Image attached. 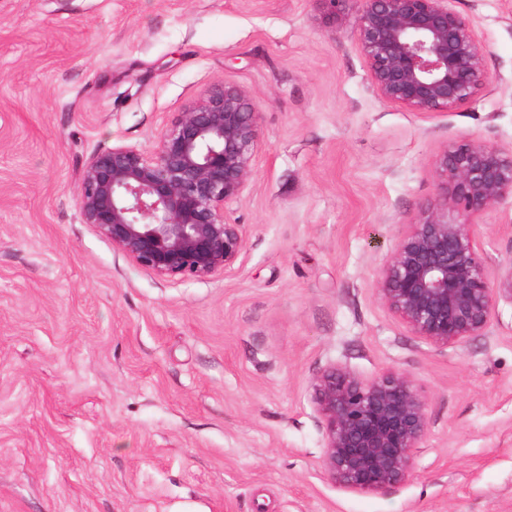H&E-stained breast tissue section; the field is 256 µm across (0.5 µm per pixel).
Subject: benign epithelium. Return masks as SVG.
Masks as SVG:
<instances>
[{
	"mask_svg": "<svg viewBox=\"0 0 512 512\" xmlns=\"http://www.w3.org/2000/svg\"><path fill=\"white\" fill-rule=\"evenodd\" d=\"M333 21L350 0H319ZM353 33L375 93L414 112L458 109L487 82L486 47L452 0H356ZM261 113L240 86L214 85L160 133L155 152L115 146L84 170L83 222L126 258L171 280L207 281L230 270L242 225L224 217L245 190L260 149ZM435 201L379 268L380 300L434 347H457L489 328L512 302V268L483 262L473 218L512 196V153L477 139L436 160ZM322 466L336 485L378 493L403 481L428 428L427 401L412 380L387 371L364 381L330 369L313 381Z\"/></svg>",
	"mask_w": 512,
	"mask_h": 512,
	"instance_id": "benign-epithelium-1",
	"label": "benign epithelium"
}]
</instances>
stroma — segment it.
I'll list each match as a JSON object with an SVG mask.
<instances>
[{
  "instance_id": "35a3bbf8",
  "label": "stroma",
  "mask_w": 512,
  "mask_h": 512,
  "mask_svg": "<svg viewBox=\"0 0 512 512\" xmlns=\"http://www.w3.org/2000/svg\"><path fill=\"white\" fill-rule=\"evenodd\" d=\"M487 48L458 109L379 98L320 0H0V512H512V304L437 348L376 275L437 196L435 163L476 138L512 151V0H452ZM231 82L261 114L244 248L171 281L85 224L89 158L153 151ZM512 268V199L474 219ZM410 377L428 430L408 477L352 492L322 467L313 381Z\"/></svg>"
}]
</instances>
